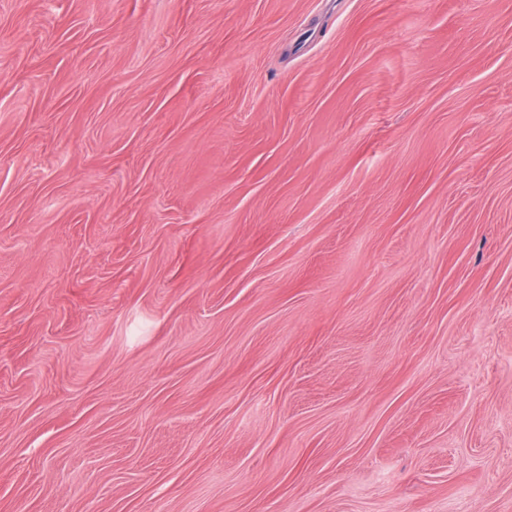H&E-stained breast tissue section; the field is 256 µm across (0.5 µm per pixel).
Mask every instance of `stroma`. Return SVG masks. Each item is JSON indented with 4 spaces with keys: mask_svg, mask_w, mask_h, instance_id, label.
Wrapping results in <instances>:
<instances>
[{
    "mask_svg": "<svg viewBox=\"0 0 512 512\" xmlns=\"http://www.w3.org/2000/svg\"><path fill=\"white\" fill-rule=\"evenodd\" d=\"M0 512H512V0H0Z\"/></svg>",
    "mask_w": 512,
    "mask_h": 512,
    "instance_id": "1",
    "label": "stroma"
}]
</instances>
